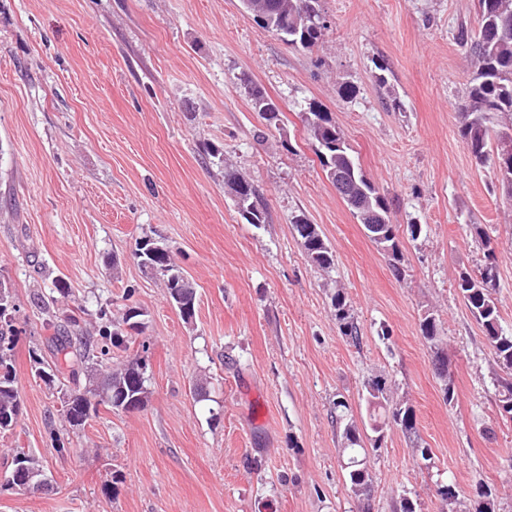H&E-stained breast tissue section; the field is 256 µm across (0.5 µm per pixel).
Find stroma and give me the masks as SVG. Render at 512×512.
<instances>
[{
	"label": "stroma",
	"instance_id": "obj_1",
	"mask_svg": "<svg viewBox=\"0 0 512 512\" xmlns=\"http://www.w3.org/2000/svg\"><path fill=\"white\" fill-rule=\"evenodd\" d=\"M321 7L325 37L303 51L240 0H0V278L18 306L23 403L0 433V477L22 450L47 481L0 492V512H401L406 498L415 512H470L482 489L512 512V421L496 397L506 373L456 288L485 265L486 230L512 333V203L459 136L470 77L459 36L477 32L478 0ZM251 84L279 104L278 126L255 111ZM311 102L332 112L393 222L421 225L399 236L402 276L326 178ZM228 168L253 183L264 223L242 217ZM298 214L334 249L331 272L309 261ZM143 236L194 283L192 323L134 260ZM56 278L71 291L58 316L81 310L90 333L99 309L142 310L143 409H100L77 432L61 420L29 362L49 336L36 297ZM338 290L358 340L335 317ZM427 315L441 326L450 404L420 331ZM379 375L412 407L417 436L387 429L364 502L340 466L335 403L368 429L365 384Z\"/></svg>",
	"mask_w": 512,
	"mask_h": 512
}]
</instances>
